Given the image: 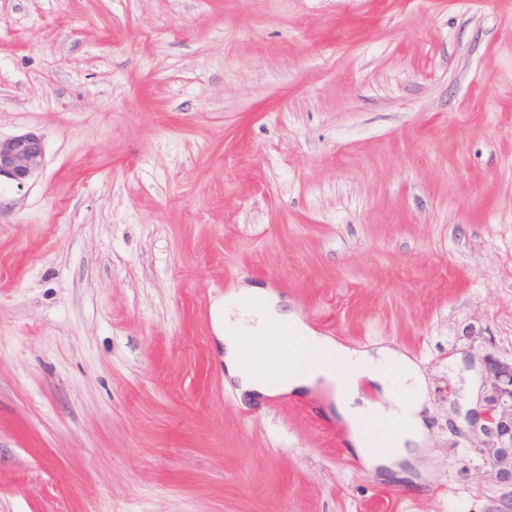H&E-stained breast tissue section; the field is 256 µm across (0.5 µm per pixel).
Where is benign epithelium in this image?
Listing matches in <instances>:
<instances>
[{
	"label": "benign epithelium",
	"mask_w": 512,
	"mask_h": 512,
	"mask_svg": "<svg viewBox=\"0 0 512 512\" xmlns=\"http://www.w3.org/2000/svg\"><path fill=\"white\" fill-rule=\"evenodd\" d=\"M45 146L41 135L28 132L0 137V180L18 185L30 179L44 164ZM488 369L493 377L487 399L486 430L496 438L493 455L503 462L512 459V362L492 359Z\"/></svg>",
	"instance_id": "obj_1"
}]
</instances>
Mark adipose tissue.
Here are the masks:
<instances>
[{"mask_svg": "<svg viewBox=\"0 0 512 512\" xmlns=\"http://www.w3.org/2000/svg\"><path fill=\"white\" fill-rule=\"evenodd\" d=\"M221 326L224 367L240 393L257 398L330 389L353 450L369 465L407 458L422 438L425 386L417 365L404 354L386 346L353 350L317 335L296 311L258 286L225 297ZM364 380L380 387L382 401L360 395ZM387 430L393 433L389 448L371 450V436Z\"/></svg>", "mask_w": 512, "mask_h": 512, "instance_id": "ef3b65f1", "label": "adipose tissue"}]
</instances>
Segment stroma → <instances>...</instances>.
<instances>
[{"label":"stroma","instance_id":"obj_1","mask_svg":"<svg viewBox=\"0 0 512 512\" xmlns=\"http://www.w3.org/2000/svg\"><path fill=\"white\" fill-rule=\"evenodd\" d=\"M0 512H492L512 359V0H0ZM421 370L399 471L246 399L244 285ZM45 146L41 135L28 132L0 137V184L8 180L21 185L44 164ZM492 393L487 399L486 431L496 438L493 455L499 462L510 458L512 464V361L490 360Z\"/></svg>","mask_w":512,"mask_h":512}]
</instances>
